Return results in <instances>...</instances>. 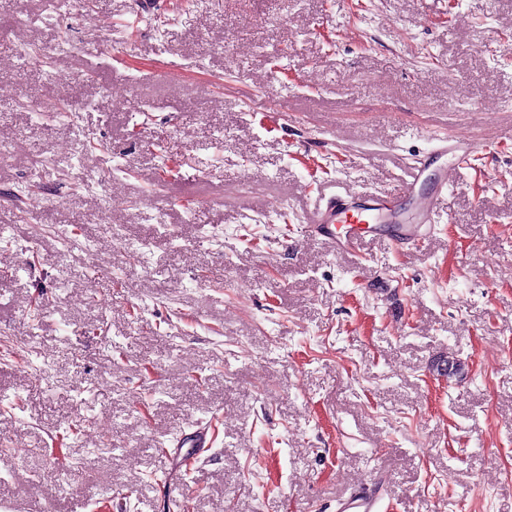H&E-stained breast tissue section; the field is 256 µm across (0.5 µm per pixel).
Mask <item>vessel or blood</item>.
<instances>
[{"label": "vessel or blood", "mask_w": 512, "mask_h": 512, "mask_svg": "<svg viewBox=\"0 0 512 512\" xmlns=\"http://www.w3.org/2000/svg\"><path fill=\"white\" fill-rule=\"evenodd\" d=\"M449 151L450 162L432 193L421 201L407 224L398 228L397 233L403 243L415 245L427 239L440 219L439 201L451 179L471 168L476 153L474 145L460 142L450 145ZM422 176V168L415 166L408 179L392 193L330 195L315 209L314 234L335 242L337 249L356 250L363 237L385 232L387 224L393 221L396 200L416 196ZM387 496L388 482L381 478L374 485L355 489L338 499L336 512H381Z\"/></svg>", "instance_id": "1"}]
</instances>
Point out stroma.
Instances as JSON below:
<instances>
[{
    "label": "stroma",
    "instance_id": "obj_1",
    "mask_svg": "<svg viewBox=\"0 0 512 512\" xmlns=\"http://www.w3.org/2000/svg\"><path fill=\"white\" fill-rule=\"evenodd\" d=\"M48 2L0 0V512H512V0ZM458 140L425 244L311 233ZM388 496V482L381 477L374 485L360 487L336 500V512H381Z\"/></svg>",
    "mask_w": 512,
    "mask_h": 512
}]
</instances>
